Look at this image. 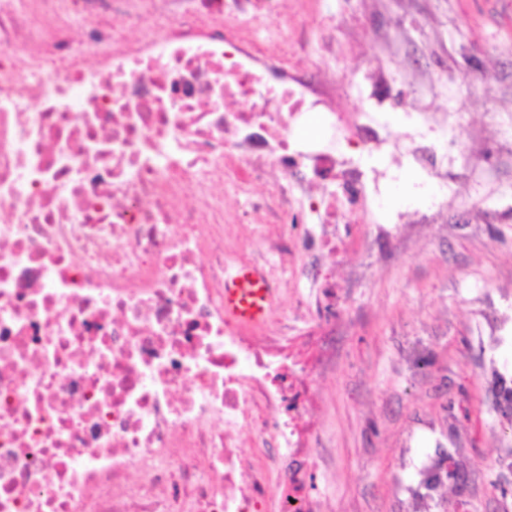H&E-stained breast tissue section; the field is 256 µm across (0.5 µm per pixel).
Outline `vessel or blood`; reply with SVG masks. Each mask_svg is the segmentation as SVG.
<instances>
[{"instance_id":"b4317fda","label":"vessel or blood","mask_w":512,"mask_h":512,"mask_svg":"<svg viewBox=\"0 0 512 512\" xmlns=\"http://www.w3.org/2000/svg\"><path fill=\"white\" fill-rule=\"evenodd\" d=\"M275 299L264 271L248 264L232 269L224 278V312L247 324L263 323Z\"/></svg>"}]
</instances>
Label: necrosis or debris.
<instances>
[{
  "mask_svg": "<svg viewBox=\"0 0 512 512\" xmlns=\"http://www.w3.org/2000/svg\"><path fill=\"white\" fill-rule=\"evenodd\" d=\"M275 3L0 0V512H323L314 415L360 278L336 266L349 225L406 232L366 160L469 148L393 75L376 102L419 134L341 111ZM426 175L417 221L445 223ZM240 264L277 290L258 326L224 313Z\"/></svg>",
  "mask_w": 512,
  "mask_h": 512,
  "instance_id": "obj_1",
  "label": "necrosis or debris"
}]
</instances>
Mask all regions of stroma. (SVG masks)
Masks as SVG:
<instances>
[{
    "label": "stroma",
    "instance_id": "obj_1",
    "mask_svg": "<svg viewBox=\"0 0 512 512\" xmlns=\"http://www.w3.org/2000/svg\"><path fill=\"white\" fill-rule=\"evenodd\" d=\"M332 16L342 111H358L368 68L392 72L422 105L450 112L449 135L501 144L449 158L459 198L444 224L412 225L365 266L352 329L324 394L316 492L332 512H503L512 497V0H288L281 17ZM481 71L484 86L468 84ZM480 200L470 213L464 199ZM447 449L439 461V449ZM437 464L445 486H420Z\"/></svg>",
    "mask_w": 512,
    "mask_h": 512
}]
</instances>
